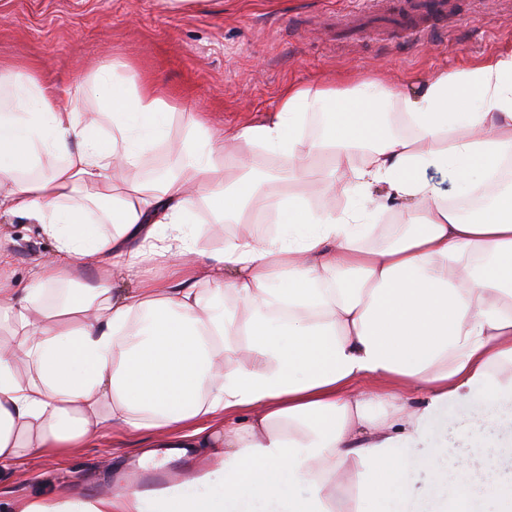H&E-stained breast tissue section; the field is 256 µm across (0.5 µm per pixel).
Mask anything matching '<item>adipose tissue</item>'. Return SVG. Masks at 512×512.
Returning <instances> with one entry per match:
<instances>
[{
	"mask_svg": "<svg viewBox=\"0 0 512 512\" xmlns=\"http://www.w3.org/2000/svg\"><path fill=\"white\" fill-rule=\"evenodd\" d=\"M60 91L0 66V216L40 225L53 251L24 293L0 288V466L61 457L113 432L204 461L185 482L75 497L50 489L14 512H417L411 480L438 489L427 512H512V474L474 469L491 426L512 423V51L410 92L291 84L275 113L229 130L100 67ZM330 128L305 134L309 113ZM186 132L171 138L173 124ZM260 148L302 177L330 165L329 193L405 203L403 224L311 207L275 185L229 179ZM172 158L156 178L115 171ZM446 173L440 192L429 170ZM490 202L465 218L451 198ZM277 231L203 243L250 206ZM167 266L161 278L145 264ZM134 287L114 288L113 269ZM481 405L456 429L450 408Z\"/></svg>",
	"mask_w": 512,
	"mask_h": 512,
	"instance_id": "obj_1",
	"label": "adipose tissue"
}]
</instances>
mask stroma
<instances>
[{
    "mask_svg": "<svg viewBox=\"0 0 512 512\" xmlns=\"http://www.w3.org/2000/svg\"><path fill=\"white\" fill-rule=\"evenodd\" d=\"M446 2L444 28L428 36L382 31L342 41L337 20L371 0H0V65L38 68L65 87L115 64L120 77L157 81L168 101L230 129L275 110L290 83L341 90L345 76L378 73L404 92L512 48V0ZM249 169L311 203L323 198L325 162L295 181L259 149ZM0 233L13 259L0 286L25 287L53 246L21 219H0ZM141 452L139 437L118 436L64 458L33 456L0 482V512L54 487L93 495L127 486L129 460Z\"/></svg>",
    "mask_w": 512,
    "mask_h": 512,
    "instance_id": "stroma-1",
    "label": "stroma"
}]
</instances>
